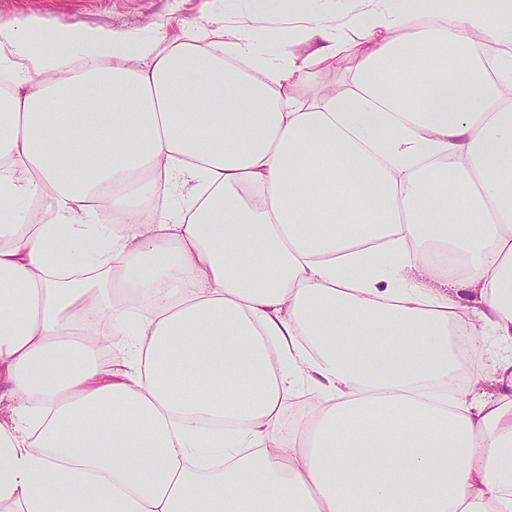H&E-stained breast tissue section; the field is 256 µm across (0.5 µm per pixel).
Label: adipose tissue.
I'll use <instances>...</instances> for the list:
<instances>
[{
  "label": "adipose tissue",
  "mask_w": 512,
  "mask_h": 512,
  "mask_svg": "<svg viewBox=\"0 0 512 512\" xmlns=\"http://www.w3.org/2000/svg\"><path fill=\"white\" fill-rule=\"evenodd\" d=\"M334 2L0 19V512H512V0ZM356 38V30L354 28L346 27L344 30V42L346 44L345 47L339 53H337L335 57L327 62L328 64L330 61H333L336 58H340V60L343 61V65H338L337 67L335 65L332 67L326 64V66L322 69V77L324 81L330 85L335 86L336 90L339 92L346 89L345 79L350 72L351 67L355 63L354 55L347 48V45Z\"/></svg>",
  "instance_id": "adipose-tissue-1"
}]
</instances>
